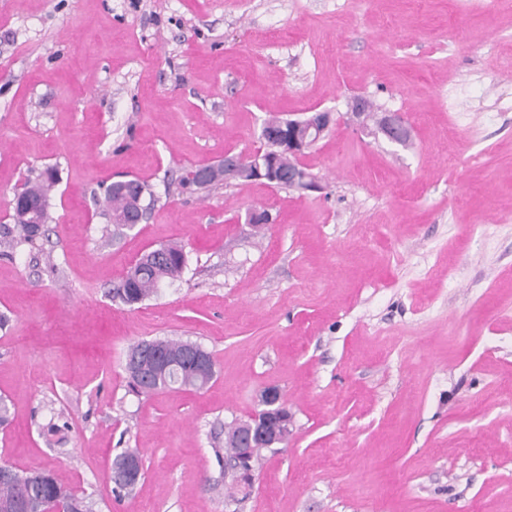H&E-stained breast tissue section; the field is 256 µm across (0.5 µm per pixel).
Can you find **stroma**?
Listing matches in <instances>:
<instances>
[{"instance_id": "obj_1", "label": "stroma", "mask_w": 512, "mask_h": 512, "mask_svg": "<svg viewBox=\"0 0 512 512\" xmlns=\"http://www.w3.org/2000/svg\"><path fill=\"white\" fill-rule=\"evenodd\" d=\"M357 96L411 146L352 125ZM317 111L321 191L180 187ZM49 168L43 251L0 234V464L93 512H512V0H0V225ZM120 178L155 202L116 237ZM169 242L181 279L113 299ZM163 337L213 354L207 388L129 389L128 347ZM270 387L292 431L236 502L214 448ZM376 131L372 134H381L394 145L406 146L411 140V127L400 113H384L378 122ZM135 454L139 455V451L135 448H130L125 450L116 458L114 466H119L125 457L129 455L123 468L119 472L113 474V481L128 485L138 484L142 476V466L139 456Z\"/></svg>"}]
</instances>
